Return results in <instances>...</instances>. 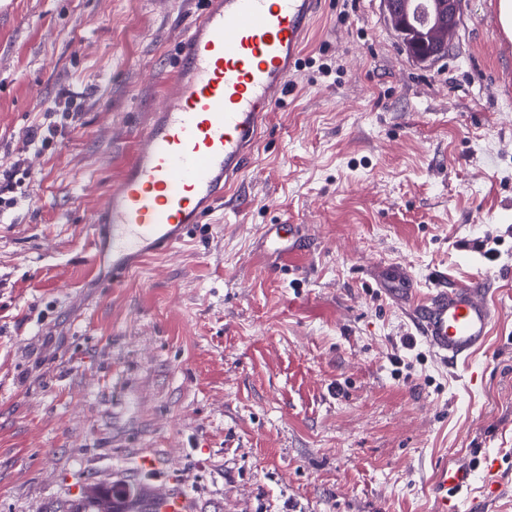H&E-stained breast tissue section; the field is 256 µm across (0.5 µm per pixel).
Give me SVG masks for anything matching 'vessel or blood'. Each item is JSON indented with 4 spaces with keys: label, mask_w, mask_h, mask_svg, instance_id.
I'll return each mask as SVG.
<instances>
[{
    "label": "vessel or blood",
    "mask_w": 512,
    "mask_h": 512,
    "mask_svg": "<svg viewBox=\"0 0 512 512\" xmlns=\"http://www.w3.org/2000/svg\"><path fill=\"white\" fill-rule=\"evenodd\" d=\"M322 0H208L178 45L174 78L138 134L132 160L92 220L91 251L112 254L121 285L151 257L184 243L224 203L254 158L270 112L297 69ZM386 292L442 361H468L488 342L495 309L480 282L420 292L406 266L382 268ZM470 465L440 466L436 512H458Z\"/></svg>",
    "instance_id": "1"
}]
</instances>
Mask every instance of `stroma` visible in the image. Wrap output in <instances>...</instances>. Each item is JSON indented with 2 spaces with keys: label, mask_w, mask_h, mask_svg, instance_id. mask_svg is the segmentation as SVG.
Wrapping results in <instances>:
<instances>
[{
  "label": "stroma",
  "mask_w": 512,
  "mask_h": 512,
  "mask_svg": "<svg viewBox=\"0 0 512 512\" xmlns=\"http://www.w3.org/2000/svg\"><path fill=\"white\" fill-rule=\"evenodd\" d=\"M463 0L413 62L383 0H327L255 162L187 241L117 288L91 216L161 104L204 0H0V512L88 482L180 487L195 512H434L441 463L482 468L459 512H512V37ZM80 120L26 135L61 92ZM305 227L287 262L264 225ZM481 277L497 310L441 362L375 277ZM402 365H395L394 357Z\"/></svg>",
  "instance_id": "stroma-1"
}]
</instances>
